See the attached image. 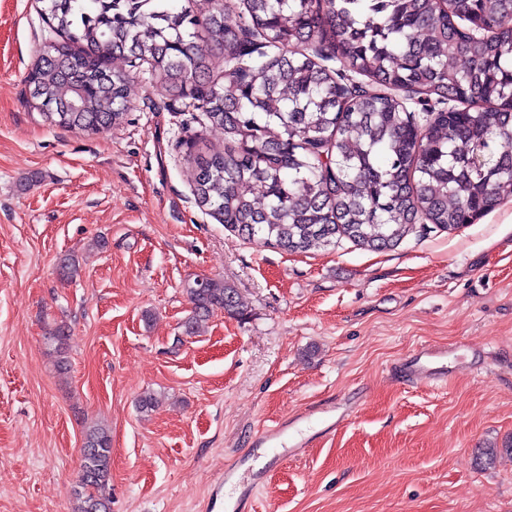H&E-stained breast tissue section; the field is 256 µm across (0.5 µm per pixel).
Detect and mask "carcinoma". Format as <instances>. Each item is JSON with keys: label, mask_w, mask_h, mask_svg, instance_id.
<instances>
[{"label": "carcinoma", "mask_w": 512, "mask_h": 512, "mask_svg": "<svg viewBox=\"0 0 512 512\" xmlns=\"http://www.w3.org/2000/svg\"><path fill=\"white\" fill-rule=\"evenodd\" d=\"M39 2L51 35L28 75L34 108L96 134L127 110V70L108 61L147 65L224 129L222 154L190 144L193 192L244 239L307 252L344 237L383 251L420 220L456 229L512 200V51L494 36L512 0H212L202 19L173 0ZM232 8L236 28L224 24ZM217 50L224 69L212 79ZM327 54L342 68L322 64ZM405 88L454 106L420 123ZM186 294L188 333L215 311L240 314L222 280ZM67 339L61 327L47 337L61 371ZM111 469V431L93 427L74 512H110Z\"/></svg>", "instance_id": "cac0c4a2"}]
</instances>
